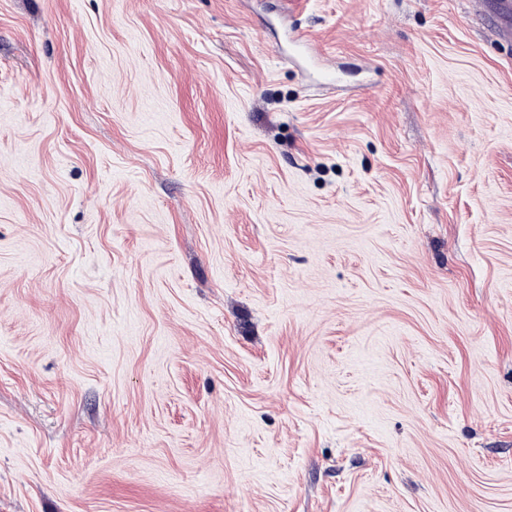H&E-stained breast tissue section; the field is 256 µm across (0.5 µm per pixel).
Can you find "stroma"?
<instances>
[{
    "instance_id": "stroma-1",
    "label": "stroma",
    "mask_w": 512,
    "mask_h": 512,
    "mask_svg": "<svg viewBox=\"0 0 512 512\" xmlns=\"http://www.w3.org/2000/svg\"><path fill=\"white\" fill-rule=\"evenodd\" d=\"M478 9L0 0V512H512Z\"/></svg>"
}]
</instances>
